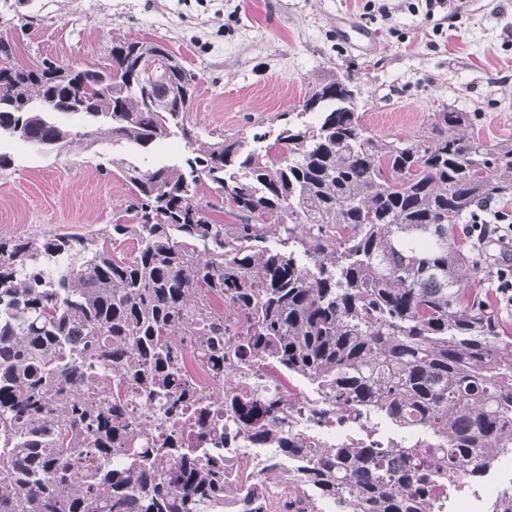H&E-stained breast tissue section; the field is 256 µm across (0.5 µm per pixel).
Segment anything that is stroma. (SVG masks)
Returning a JSON list of instances; mask_svg holds the SVG:
<instances>
[{"mask_svg": "<svg viewBox=\"0 0 512 512\" xmlns=\"http://www.w3.org/2000/svg\"><path fill=\"white\" fill-rule=\"evenodd\" d=\"M163 40L198 75L190 122L202 140L275 129L315 86L351 72L365 126L408 139L433 113H469L490 146L512 143V0H463L457 18L425 0H0V37L18 59L109 61L116 36ZM0 141V236L87 233L115 223L130 191L103 160L148 169L167 144L108 141L60 152Z\"/></svg>", "mask_w": 512, "mask_h": 512, "instance_id": "obj_1", "label": "stroma"}]
</instances>
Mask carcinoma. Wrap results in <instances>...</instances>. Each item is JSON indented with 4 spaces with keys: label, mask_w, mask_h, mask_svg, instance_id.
Instances as JSON below:
<instances>
[{
    "label": "carcinoma",
    "mask_w": 512,
    "mask_h": 512,
    "mask_svg": "<svg viewBox=\"0 0 512 512\" xmlns=\"http://www.w3.org/2000/svg\"><path fill=\"white\" fill-rule=\"evenodd\" d=\"M109 56L0 68V138L183 143L178 164H99L129 185L124 223L0 237V512H431L437 481L476 480L512 451V324L456 239L477 203L512 196V143L488 146L451 110L382 139L344 97L349 74L299 103L315 124L284 112L252 134L259 148L202 142L187 120L196 74L164 42L115 38ZM165 63L178 94L147 102L140 82ZM188 346L213 372L205 397L179 370ZM264 365L321 394L317 424L374 412L426 438L290 436L299 398L243 381ZM226 400L247 439L307 459L310 495L275 506L229 480L223 453H196Z\"/></svg>",
    "instance_id": "cac0c4a2"
}]
</instances>
